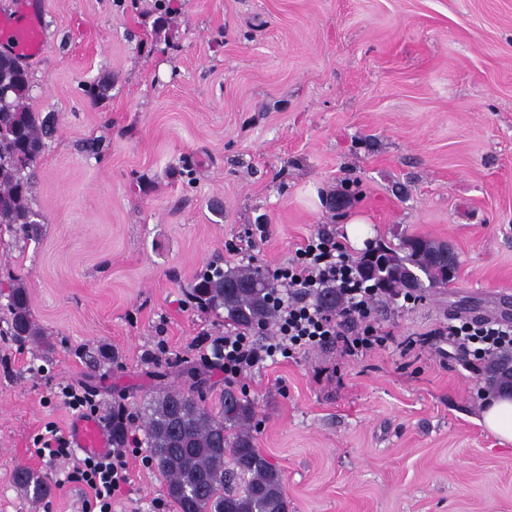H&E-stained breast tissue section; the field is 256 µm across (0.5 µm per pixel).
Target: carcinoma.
<instances>
[{
	"label": "carcinoma",
	"mask_w": 512,
	"mask_h": 512,
	"mask_svg": "<svg viewBox=\"0 0 512 512\" xmlns=\"http://www.w3.org/2000/svg\"><path fill=\"white\" fill-rule=\"evenodd\" d=\"M33 84L28 66L16 56L0 53V232L8 230L24 241L43 231L33 207L36 168L56 133L54 122L29 110ZM385 263L360 257L361 277L388 297L406 287L425 294L449 283L448 245L427 237H407L398 248L383 246ZM274 280L251 264L200 274L191 299L206 309L223 310L224 321L238 330L268 328L274 321L271 303ZM5 307L9 318L0 326L22 346L39 340L29 309L28 292L19 279L8 283ZM318 305L334 311L340 294L327 288L316 296ZM223 366V357L199 366V379L185 392L159 391L141 413L144 444L151 460L166 478V493L177 512H288L283 474L259 451L253 434V403L241 391L224 388L218 411L195 397L207 371ZM490 386H512V353L504 352L488 366ZM131 414L121 402L112 404V444H125ZM14 484L33 501L45 499L50 488L45 477L29 467L14 472Z\"/></svg>",
	"instance_id": "carcinoma-1"
}]
</instances>
